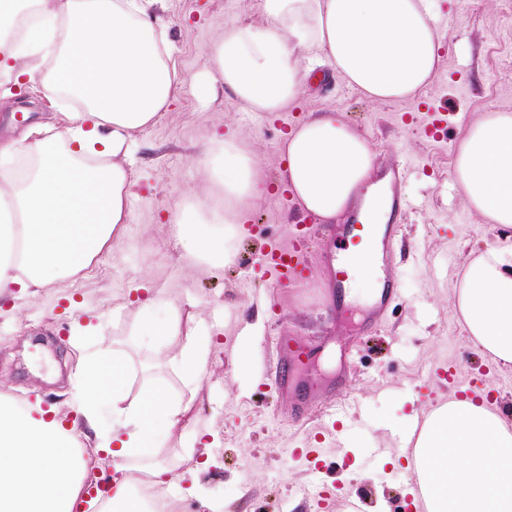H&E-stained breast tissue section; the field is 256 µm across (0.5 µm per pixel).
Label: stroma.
Returning a JSON list of instances; mask_svg holds the SVG:
<instances>
[{"instance_id":"35a3bbf8","label":"stroma","mask_w":512,"mask_h":512,"mask_svg":"<svg viewBox=\"0 0 512 512\" xmlns=\"http://www.w3.org/2000/svg\"><path fill=\"white\" fill-rule=\"evenodd\" d=\"M434 13L450 19L448 40L439 69L414 99L373 105L334 77L269 117L240 112L224 90L209 98L196 90L213 73L211 56L224 30L264 25L257 0H168L162 18L182 83L158 122L137 135L133 219L83 274L38 297L0 302V382L19 402L56 406L73 425L71 339L75 327L92 322L98 343L126 360L129 398L160 386L189 406L168 447L154 456L172 465L181 440L196 442L194 461L177 464L187 471L205 462L195 471L205 497L187 498L186 512H415L417 475L406 466L404 441L423 410L448 399L440 367L458 363L463 379L499 385L500 399L512 404V365L494 364L450 316L467 258L506 241V229L479 223L456 194L453 164L469 122L488 110L512 111V0H435ZM49 95L43 87L0 106V144L38 123L61 124V114L46 107ZM423 104L448 111L444 140L426 139L403 122ZM309 111H333L356 126L373 144L379 167H409L392 257L399 296L376 328L364 321L371 297L363 291L336 311L314 260L307 286L267 312L273 290L253 260L296 217V204L282 192L252 203L251 221L235 240L236 259L222 273L203 265L189 271L171 237V220L206 187L203 160L212 138L258 140L262 175L272 182L284 133ZM144 282L176 301L192 298L204 320L223 317L193 386L132 337L135 290ZM286 332L326 346L321 374L308 380L317 398L295 421L292 399L272 376L277 338ZM244 347L252 356L245 371L238 366ZM299 448L316 449L319 465L296 456ZM318 483L326 497H303Z\"/></svg>"}]
</instances>
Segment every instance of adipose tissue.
Listing matches in <instances>:
<instances>
[{
  "mask_svg": "<svg viewBox=\"0 0 512 512\" xmlns=\"http://www.w3.org/2000/svg\"><path fill=\"white\" fill-rule=\"evenodd\" d=\"M23 37L10 33L21 0H0V88L52 85L62 126L39 123L0 146V299L37 297L86 270L131 219L134 137L170 105L181 78L159 12L165 0H34ZM263 26L225 30L213 68L242 111L295 104L329 67L373 103L413 98L439 68L433 0H260ZM284 177L303 214L331 224L371 180L377 154L333 112L310 113L284 138ZM208 195L183 211L174 239L188 269H221L245 204L265 192L258 151L236 136L212 141ZM457 193L485 223L512 227V112L488 111L457 142ZM458 312L476 346L512 364V247L471 259ZM215 325L183 319L160 294L140 301L136 333L186 383H196ZM179 337L170 348V337ZM67 429L40 403L0 390V512H74L95 490L101 512H144L132 462L165 446L187 412L179 399H126V364L77 341ZM111 396V421L103 398ZM424 512H512V424L485 405L448 400L425 417L408 460Z\"/></svg>",
  "mask_w": 512,
  "mask_h": 512,
  "instance_id": "obj_1",
  "label": "adipose tissue"
}]
</instances>
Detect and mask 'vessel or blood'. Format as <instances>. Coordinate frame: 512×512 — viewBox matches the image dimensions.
<instances>
[{"label":"vessel or blood","mask_w":512,"mask_h":512,"mask_svg":"<svg viewBox=\"0 0 512 512\" xmlns=\"http://www.w3.org/2000/svg\"><path fill=\"white\" fill-rule=\"evenodd\" d=\"M448 123L444 112L427 111L420 113L417 125L425 135L437 136ZM406 166H391L382 172L385 181L384 206L388 211L386 222L370 224L359 217H351L346 224H329L325 227V240L319 253L324 268L323 288L328 293L339 296L347 294L351 280L357 274V267L351 262L347 252L350 248L363 245L368 250L387 254L393 248L398 228V220L405 209L402 193V179ZM308 238L305 225L296 224L290 228L287 246H275L262 252L259 265L268 274L275 287L294 290L308 281L307 262ZM378 292L371 304L373 316L383 314L397 288L391 273H384L378 280ZM316 362L314 349L298 343L293 336L279 338V358L275 369L279 388L299 391L298 377L301 372Z\"/></svg>","instance_id":"b4317fda"}]
</instances>
